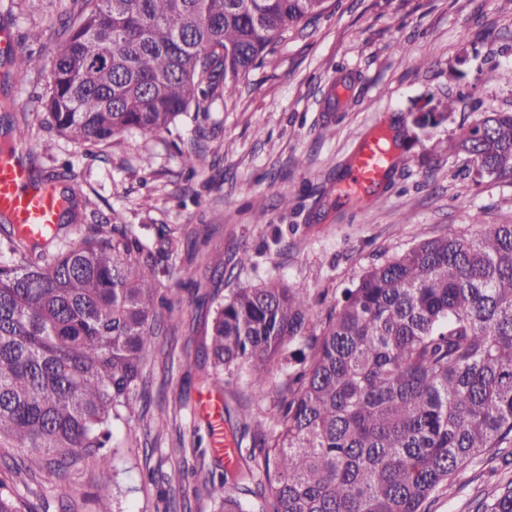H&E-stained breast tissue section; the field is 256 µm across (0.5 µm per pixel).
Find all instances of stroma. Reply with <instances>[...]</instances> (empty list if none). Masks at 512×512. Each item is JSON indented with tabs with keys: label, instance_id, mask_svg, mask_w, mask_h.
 Listing matches in <instances>:
<instances>
[{
	"label": "stroma",
	"instance_id": "obj_1",
	"mask_svg": "<svg viewBox=\"0 0 512 512\" xmlns=\"http://www.w3.org/2000/svg\"><path fill=\"white\" fill-rule=\"evenodd\" d=\"M73 0H0V32L14 53H0V131L27 124L40 170L64 174L78 200L75 243L88 224L128 225L150 249L177 242L157 286L173 304L157 327L143 378L150 391L118 424L112 466L116 488L96 495L98 470L84 457L64 475L19 473L0 457V491L38 512H163L168 498L191 512H217L204 487L220 473L212 428L182 399L219 302L233 290L275 280L307 289L315 313L341 301L371 265L418 242L478 223L512 224V181L478 177L448 150L460 124L483 111H512V0H328L327 11L289 32L252 68L232 96L216 90L209 112L180 116L156 133L129 132L80 144L51 129L39 100L50 78L36 69L15 78L12 59L51 60ZM450 97V121L425 135L399 164L388 189L360 208L337 207L339 165L360 137L380 125H409L414 103ZM202 144L210 165L184 159ZM198 242L188 256L186 239ZM246 264H239L242 254ZM299 363L274 366L261 387L245 370L224 388L228 427L243 404L269 423ZM512 479L502 455L476 459L429 512H475Z\"/></svg>",
	"mask_w": 512,
	"mask_h": 512
}]
</instances>
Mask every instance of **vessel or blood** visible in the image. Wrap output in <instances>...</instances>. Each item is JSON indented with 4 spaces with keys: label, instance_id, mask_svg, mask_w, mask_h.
<instances>
[{
    "label": "vessel or blood",
    "instance_id": "obj_1",
    "mask_svg": "<svg viewBox=\"0 0 512 512\" xmlns=\"http://www.w3.org/2000/svg\"><path fill=\"white\" fill-rule=\"evenodd\" d=\"M26 144H0V213L7 215L21 236L42 238L47 229L63 220L65 203L58 193L31 179L25 157ZM394 149L379 137L363 136L342 166L336 181V199H371L388 178ZM216 432L224 430V405L220 395L206 394L197 408Z\"/></svg>",
    "mask_w": 512,
    "mask_h": 512
}]
</instances>
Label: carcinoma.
Listing matches in <instances>:
<instances>
[{
    "instance_id": "carcinoma-1",
    "label": "carcinoma",
    "mask_w": 512,
    "mask_h": 512,
    "mask_svg": "<svg viewBox=\"0 0 512 512\" xmlns=\"http://www.w3.org/2000/svg\"><path fill=\"white\" fill-rule=\"evenodd\" d=\"M326 0H84L68 17L42 102L51 128L106 142L166 129L206 112L215 89L235 90L289 29ZM13 59L24 77L40 66ZM456 100L414 105L416 132L442 123ZM450 148L475 169L512 175V112L458 127ZM474 223L367 269L326 319L308 289L276 282L239 288L212 319L197 387L246 369L262 385L295 343L307 363L288 383L271 431L252 434L251 458L209 478L221 512H425L479 455L512 443V224ZM0 229L12 260L0 264V448L33 470L77 451L93 458L98 494L112 493V430L133 412L143 362L155 344L161 258L123 224H87L60 244ZM476 512H512V480Z\"/></svg>"
}]
</instances>
